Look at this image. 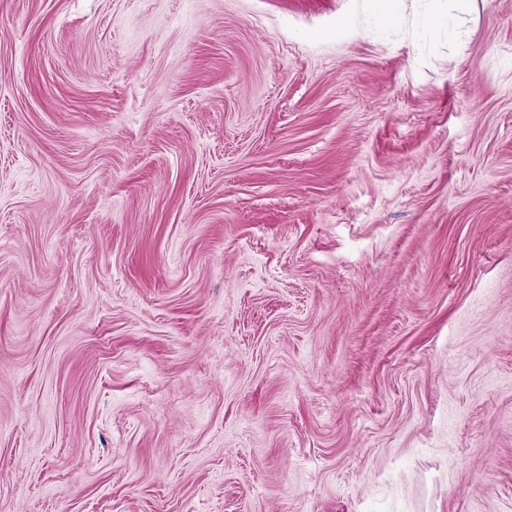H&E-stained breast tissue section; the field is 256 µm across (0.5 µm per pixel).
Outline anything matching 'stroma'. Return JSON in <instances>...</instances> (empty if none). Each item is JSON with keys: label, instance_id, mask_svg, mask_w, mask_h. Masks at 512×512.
Listing matches in <instances>:
<instances>
[{"label": "stroma", "instance_id": "stroma-1", "mask_svg": "<svg viewBox=\"0 0 512 512\" xmlns=\"http://www.w3.org/2000/svg\"><path fill=\"white\" fill-rule=\"evenodd\" d=\"M0 0V512H512V0Z\"/></svg>", "mask_w": 512, "mask_h": 512}]
</instances>
